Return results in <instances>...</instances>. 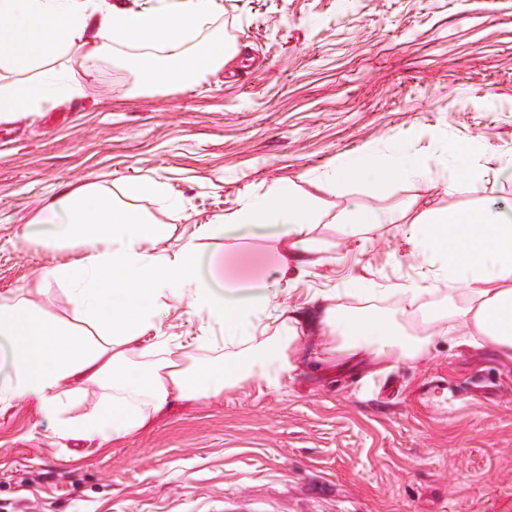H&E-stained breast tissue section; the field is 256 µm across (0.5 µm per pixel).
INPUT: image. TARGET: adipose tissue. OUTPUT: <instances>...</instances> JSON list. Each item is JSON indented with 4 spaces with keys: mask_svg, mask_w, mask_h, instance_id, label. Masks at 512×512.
<instances>
[{
    "mask_svg": "<svg viewBox=\"0 0 512 512\" xmlns=\"http://www.w3.org/2000/svg\"><path fill=\"white\" fill-rule=\"evenodd\" d=\"M216 0H150L130 7L123 0H0V123L36 116L50 106L78 101L96 105L83 85L53 60L83 53L86 70L119 48L143 87H192L223 67V38L188 51L185 43L214 20ZM31 72L28 80L9 73ZM413 158L380 159L365 151L343 159L331 180L338 185L369 178L377 183L421 177ZM163 210L178 209L169 185L143 178L115 195L106 183L69 187L32 214L26 240L48 250L74 251L75 259L40 270L31 285L0 296V338L10 347L0 364V411L34 407L63 438L124 436L142 429L170 398L198 400L253 378L279 388L303 352L299 327L320 320L328 329L325 351L355 356L366 341L376 343L380 364L425 349L426 336L399 335L373 313L342 316L335 309L283 307L281 284L300 264L314 224L308 197L286 190L245 204L213 224L174 225L130 208L127 198ZM265 235L279 241L278 262L266 269L254 258L209 251L230 233ZM418 256L435 259L436 280L461 285L460 298L421 315L416 289H404L405 320L442 322L443 333L471 332L512 356V214L480 208L459 214L426 212L413 222ZM65 294L71 320L50 316L43 299L52 287ZM205 317L224 333V360L196 364L174 354L163 328L171 304ZM276 312L282 334L265 335L260 325ZM140 370L130 368L132 358ZM110 388L103 408L75 415L86 386Z\"/></svg>",
    "mask_w": 512,
    "mask_h": 512,
    "instance_id": "adipose-tissue-1",
    "label": "adipose tissue"
}]
</instances>
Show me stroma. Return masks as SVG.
<instances>
[{
	"instance_id": "stroma-1",
	"label": "stroma",
	"mask_w": 512,
	"mask_h": 512,
	"mask_svg": "<svg viewBox=\"0 0 512 512\" xmlns=\"http://www.w3.org/2000/svg\"><path fill=\"white\" fill-rule=\"evenodd\" d=\"M221 2L191 46L220 36L233 54L199 85L141 92L121 52L90 73L74 52L62 64L95 111L63 103L0 123V295L70 260L20 237L65 186L150 176L191 218L140 209L180 230L282 187L315 193L312 262L289 271L288 306L326 293L338 312L398 322V291L415 284L429 308L446 304L406 230L429 210L512 207V0ZM371 148L419 157L423 178L322 182ZM458 148L483 178L449 194ZM357 207L386 224L347 234L340 218ZM352 279L366 293L348 292ZM164 330L219 333L181 305ZM321 334L303 330L307 355L280 389L175 398L123 437L64 439L30 406L1 412L0 512H512L511 357L436 334L383 370L369 355L336 365Z\"/></svg>"
}]
</instances>
